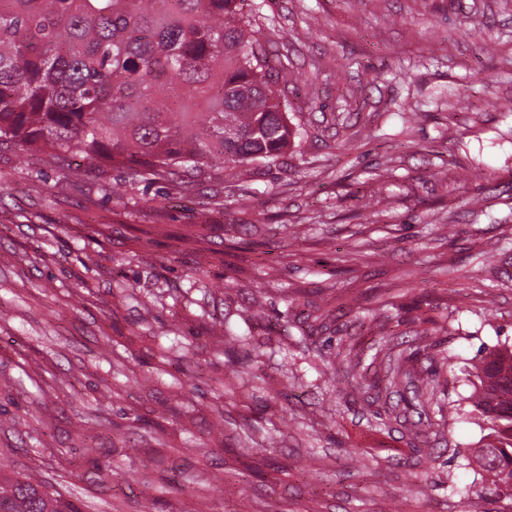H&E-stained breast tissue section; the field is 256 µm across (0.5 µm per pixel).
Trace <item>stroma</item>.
Segmentation results:
<instances>
[{
	"label": "stroma",
	"instance_id": "obj_1",
	"mask_svg": "<svg viewBox=\"0 0 512 512\" xmlns=\"http://www.w3.org/2000/svg\"><path fill=\"white\" fill-rule=\"evenodd\" d=\"M245 8L296 74L283 162L181 198L0 148L4 472L82 512H468L458 369L512 349V0ZM224 322L271 354L232 399ZM392 349L434 399H378Z\"/></svg>",
	"mask_w": 512,
	"mask_h": 512
}]
</instances>
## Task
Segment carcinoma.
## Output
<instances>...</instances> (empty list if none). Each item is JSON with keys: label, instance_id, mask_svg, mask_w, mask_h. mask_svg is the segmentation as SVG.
Here are the masks:
<instances>
[{"label": "carcinoma", "instance_id": "obj_1", "mask_svg": "<svg viewBox=\"0 0 512 512\" xmlns=\"http://www.w3.org/2000/svg\"><path fill=\"white\" fill-rule=\"evenodd\" d=\"M245 0H0V144L53 162L80 153L185 193L217 167L277 163L295 145L282 89ZM224 354L267 351L225 327ZM512 351L460 368L489 433L483 472L512 501ZM0 512H80L33 477L0 475Z\"/></svg>", "mask_w": 512, "mask_h": 512}]
</instances>
